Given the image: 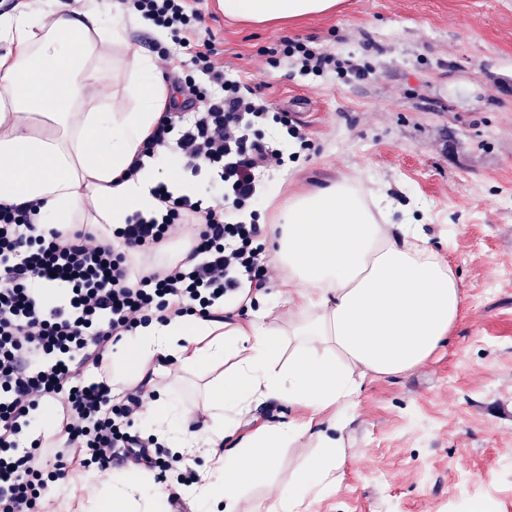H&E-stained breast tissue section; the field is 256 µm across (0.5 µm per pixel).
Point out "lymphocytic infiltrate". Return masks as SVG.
I'll list each match as a JSON object with an SVG mask.
<instances>
[{"instance_id":"lymphocytic-infiltrate-1","label":"lymphocytic infiltrate","mask_w":512,"mask_h":512,"mask_svg":"<svg viewBox=\"0 0 512 512\" xmlns=\"http://www.w3.org/2000/svg\"><path fill=\"white\" fill-rule=\"evenodd\" d=\"M132 6L184 44L193 71L175 80V100L123 177L133 178L144 159L171 151L193 168L216 170L224 191L207 202L156 187L161 218L134 216L108 238L83 227L64 236L33 223L39 204L0 203V512H49L51 492L77 467L104 474L132 462L155 470L161 482L172 472L178 484L196 480L182 455L131 432L156 398L148 380L117 397L106 382L86 384V376L138 325L209 318L242 288L259 291L269 282L263 225L229 217L256 202L261 169L284 164L279 149L250 135L266 109L216 62L212 40L197 41L201 15L189 0H132ZM281 53L307 75L332 70L361 80L369 73L308 40H284ZM198 72L206 83L195 80ZM188 225L194 236L185 259L134 272L133 254L159 250ZM48 282L65 288L62 304L38 301ZM47 402L63 412L64 442L56 448L29 435L35 412Z\"/></svg>"}]
</instances>
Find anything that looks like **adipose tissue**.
Instances as JSON below:
<instances>
[{
	"label": "adipose tissue",
	"instance_id": "adipose-tissue-1",
	"mask_svg": "<svg viewBox=\"0 0 512 512\" xmlns=\"http://www.w3.org/2000/svg\"><path fill=\"white\" fill-rule=\"evenodd\" d=\"M340 0H223L225 17L253 23L331 14ZM124 23L108 20L99 0H55L51 12L28 8L0 16V202H40L36 223L69 230H103L134 214L155 217L153 195L166 186L197 198L174 163L145 161L136 178L122 180L167 104L151 57L127 48L119 59L134 81L136 106L114 112L94 87L101 47L124 41ZM276 261L288 271V320L265 307L240 321L233 311L248 293L228 302L218 322L173 317L137 327L90 381L119 385L155 358L184 369L220 368L200 405L205 434L183 428L188 407L160 396L145 423L181 454L209 447L208 465L186 498L211 512H238L247 488L272 473L281 449L313 445L315 452L267 512H305L309 496L335 489L345 448L338 433L348 423L368 378L396 377L449 344L464 297L450 262L430 245L423 225L408 223L388 193L347 181L289 196L280 210ZM288 405V420L263 425L216 454L235 434L239 417L268 400ZM166 495L147 474L116 470L81 512H164Z\"/></svg>",
	"mask_w": 512,
	"mask_h": 512
}]
</instances>
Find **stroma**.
Listing matches in <instances>:
<instances>
[{"label":"stroma","instance_id":"stroma-1","mask_svg":"<svg viewBox=\"0 0 512 512\" xmlns=\"http://www.w3.org/2000/svg\"><path fill=\"white\" fill-rule=\"evenodd\" d=\"M192 0L199 39L267 105L256 127L287 149V113L310 147L266 171L254 205L275 223L295 192L345 179L385 189L425 223L452 263L464 309L450 344L357 398L341 479L309 512H512V0H342L335 13L248 25ZM311 39L370 66L363 80L268 63ZM289 124V125H290ZM304 450L285 448L241 512H265Z\"/></svg>","mask_w":512,"mask_h":512}]
</instances>
